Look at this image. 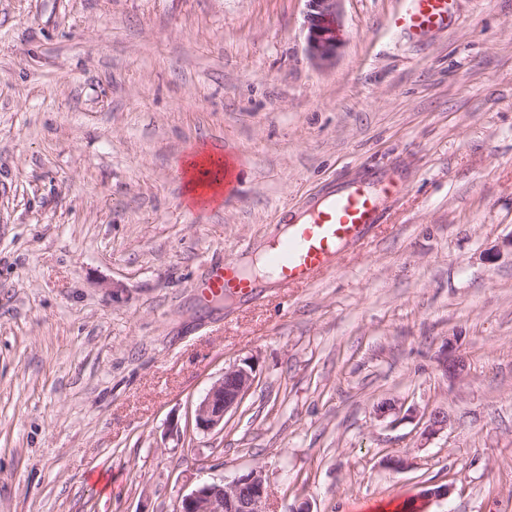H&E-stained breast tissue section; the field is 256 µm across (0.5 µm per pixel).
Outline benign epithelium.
Segmentation results:
<instances>
[{
    "instance_id": "benign-epithelium-1",
    "label": "benign epithelium",
    "mask_w": 512,
    "mask_h": 512,
    "mask_svg": "<svg viewBox=\"0 0 512 512\" xmlns=\"http://www.w3.org/2000/svg\"><path fill=\"white\" fill-rule=\"evenodd\" d=\"M307 54L319 67L332 63L342 43L338 18L339 0H305ZM445 376L460 378L466 372L465 359L453 353L448 340L438 359ZM255 376L249 365H232L199 400L194 411L195 428L205 434L224 424L225 416L237 409L253 388ZM424 434L430 436L448 426L444 411L435 408L424 416ZM269 491L263 471L252 469L228 484L204 483L179 500L175 512H269Z\"/></svg>"
}]
</instances>
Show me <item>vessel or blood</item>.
I'll return each mask as SVG.
<instances>
[{"instance_id":"1","label":"vessel or blood","mask_w":512,"mask_h":512,"mask_svg":"<svg viewBox=\"0 0 512 512\" xmlns=\"http://www.w3.org/2000/svg\"><path fill=\"white\" fill-rule=\"evenodd\" d=\"M452 0H408L407 8L392 23L413 37L447 26ZM401 189L391 177L343 186L313 200L300 211L282 212L288 233L276 238L266 264L276 283L284 288L308 284L332 271L340 252L358 243L373 225L382 223V201ZM256 278L245 276L232 258L210 262L196 289L201 298H246L258 288Z\"/></svg>"}]
</instances>
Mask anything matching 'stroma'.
Returning <instances> with one entry per match:
<instances>
[{"label": "stroma", "mask_w": 512, "mask_h": 512, "mask_svg": "<svg viewBox=\"0 0 512 512\" xmlns=\"http://www.w3.org/2000/svg\"><path fill=\"white\" fill-rule=\"evenodd\" d=\"M405 3L340 0L321 68L305 0H0V512H174L256 467L274 512H512V0L419 40ZM200 148L235 162L213 205L179 177ZM387 174L384 223L318 281L199 298L283 208ZM445 350L438 359L439 368L446 377L461 378L466 372L465 359L453 353V340L448 339ZM255 376L250 365H232L199 400L194 411L195 428L205 434L222 425L225 416L237 409L253 388Z\"/></svg>", "instance_id": "obj_1"}]
</instances>
